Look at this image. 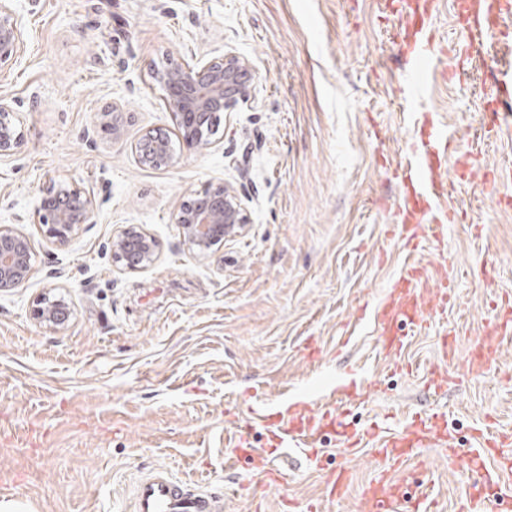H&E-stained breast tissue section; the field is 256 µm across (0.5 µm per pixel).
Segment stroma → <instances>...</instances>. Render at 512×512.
Masks as SVG:
<instances>
[{
  "label": "stroma",
  "mask_w": 512,
  "mask_h": 512,
  "mask_svg": "<svg viewBox=\"0 0 512 512\" xmlns=\"http://www.w3.org/2000/svg\"><path fill=\"white\" fill-rule=\"evenodd\" d=\"M26 51L0 73L25 133L0 158V225L35 250L26 287L0 293V499L33 512H130L132 490L162 465L223 494L224 512H296L318 502L327 469L351 483L333 512H355L379 464L371 447L344 453L335 435L316 451L271 449L249 428L254 409L304 400L332 408L347 429L394 433L415 416L448 415L460 459L423 449L411 471L436 479L437 512H470L465 457L473 430L512 432V335L477 379L465 375L487 326L512 308V134H494L484 103L512 52L447 55L414 110L436 113L474 153L472 178L452 180L443 207L457 224L426 225L407 254L394 226L400 190L386 169L419 137L397 97L406 52L397 0H12ZM233 50L254 70L256 98L224 113L211 149L176 152L171 166L139 163L146 134L174 133L151 68L170 59L218 61ZM120 105L124 139L102 128ZM234 187L249 222L215 256L187 250L175 222L190 194ZM94 200V216L65 247L43 236L38 206L60 184ZM141 226L157 243L148 268L112 261V238ZM428 288L456 273L444 319L396 354L375 329L381 299L406 256ZM45 292L65 297L67 323L32 315ZM455 330L453 360L440 337ZM450 365L445 391L433 370ZM355 382L347 405L336 386ZM287 470L263 487L246 463L228 468L237 427Z\"/></svg>",
  "instance_id": "1"
}]
</instances>
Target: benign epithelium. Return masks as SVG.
Returning <instances> with one entry per match:
<instances>
[{
  "label": "benign epithelium",
  "instance_id": "benign-epithelium-1",
  "mask_svg": "<svg viewBox=\"0 0 512 512\" xmlns=\"http://www.w3.org/2000/svg\"><path fill=\"white\" fill-rule=\"evenodd\" d=\"M8 0H0V72L13 68L25 52L24 33L14 21ZM249 60L233 51L224 52L219 61H198L189 64L177 60L164 71L152 73V79L162 91L161 99L172 114L179 129V145L185 152L206 149L214 144L213 137L221 115L239 103L254 99L256 86L251 78ZM123 113L118 105L104 112V126L112 131V139L124 134ZM24 142V130L17 123L10 101L0 96V157L14 155ZM150 149L173 163L167 138L150 136ZM93 201L81 189L62 184L53 196L41 201L39 217L46 240L65 246L84 224L92 223ZM184 244L192 251L205 255L226 238L241 234L248 216L234 188L226 183L211 185L206 190L181 202L176 210ZM116 262L130 270L151 266L156 258L155 240L146 233L129 227L113 239ZM35 255L31 241L7 225H0V292L24 288L32 275ZM34 316L40 322L57 327L65 324L69 310L63 298L45 294L37 300Z\"/></svg>",
  "mask_w": 512,
  "mask_h": 512
}]
</instances>
